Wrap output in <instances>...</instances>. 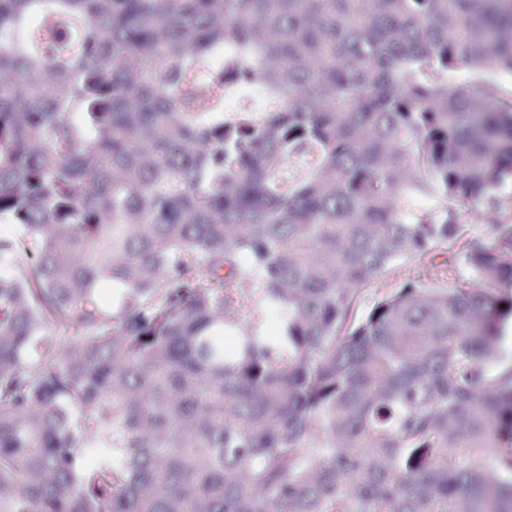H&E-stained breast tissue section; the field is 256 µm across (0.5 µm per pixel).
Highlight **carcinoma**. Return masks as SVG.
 I'll return each instance as SVG.
<instances>
[{"label": "carcinoma", "instance_id": "obj_1", "mask_svg": "<svg viewBox=\"0 0 512 512\" xmlns=\"http://www.w3.org/2000/svg\"><path fill=\"white\" fill-rule=\"evenodd\" d=\"M504 76L512 0H0V512H512Z\"/></svg>", "mask_w": 512, "mask_h": 512}]
</instances>
